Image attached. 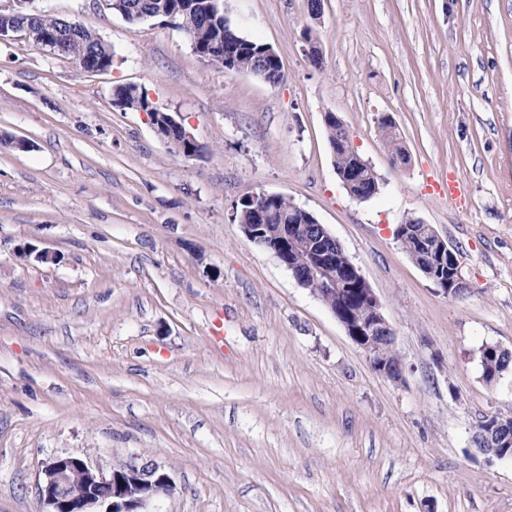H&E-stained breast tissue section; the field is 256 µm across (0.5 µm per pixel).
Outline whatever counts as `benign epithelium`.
Returning <instances> with one entry per match:
<instances>
[{"instance_id": "1", "label": "benign epithelium", "mask_w": 512, "mask_h": 512, "mask_svg": "<svg viewBox=\"0 0 512 512\" xmlns=\"http://www.w3.org/2000/svg\"><path fill=\"white\" fill-rule=\"evenodd\" d=\"M14 7L0 11V40L5 41L13 33L28 32L30 27L22 24L21 9L31 0H13ZM169 146L181 150L186 157L197 155L199 145L175 117H170L169 132H157ZM273 193L252 195L244 202L253 204L255 223L244 224L246 237L272 254L281 265L293 271L294 278L302 282L316 279L322 284L317 298L331 311L342 325L347 336L367 355L373 369L392 380L401 379L403 367L399 358L388 360L383 355L386 347H393L394 336L382 313L381 304L361 273L350 264L346 267L349 279L346 287L362 301L365 312L358 309L336 307L331 295L336 293V280L341 276L337 269L336 238L319 223L278 224L265 223L271 210L257 204L274 198ZM439 244L437 254L425 253L417 262L426 276L443 294L459 297L467 291L460 261H455L452 281L448 282L434 272L436 258L449 252L442 237H436ZM307 253L306 266L298 270L292 263L291 253ZM42 481L39 496L42 509L39 512H146L149 502L175 493L173 477L161 466L149 461L141 462L133 457L108 472L103 471L86 458L73 455H57L41 465Z\"/></svg>"}]
</instances>
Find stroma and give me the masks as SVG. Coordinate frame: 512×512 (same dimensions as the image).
<instances>
[{"label": "stroma", "mask_w": 512, "mask_h": 512, "mask_svg": "<svg viewBox=\"0 0 512 512\" xmlns=\"http://www.w3.org/2000/svg\"><path fill=\"white\" fill-rule=\"evenodd\" d=\"M35 6L115 56L88 73L25 33L0 42V512H39L56 455L156 462L177 490L149 512H512V459L471 445L482 417H512V370L489 382L480 364L483 346L512 351V0H322L316 19L308 0H223L279 55L276 86L107 0ZM122 85L202 153L114 106ZM329 112L376 171L371 199L336 175ZM437 169L468 208L429 188ZM260 192L312 212L360 268L401 380L246 237L235 208ZM409 218L460 252L463 296L400 246ZM169 133L156 130V134L164 140L170 147L180 149L185 157L197 155V149H200L194 137L186 131L173 115L170 114Z\"/></svg>", "instance_id": "1"}]
</instances>
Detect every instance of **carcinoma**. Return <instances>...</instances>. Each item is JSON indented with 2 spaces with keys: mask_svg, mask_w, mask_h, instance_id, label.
<instances>
[{
  "mask_svg": "<svg viewBox=\"0 0 512 512\" xmlns=\"http://www.w3.org/2000/svg\"><path fill=\"white\" fill-rule=\"evenodd\" d=\"M198 0H122L120 7L113 11L131 24L138 23L147 18H173V23L182 30L189 39L190 44L203 47L206 51L204 63L219 71L227 69L224 59V35L237 39L242 45L244 55L241 67L249 69L254 67V59L264 53L265 44L251 40L241 35L224 15V9L216 7L205 11L195 7ZM31 39L39 46L43 45L42 36L49 33L60 35L62 44L58 55L79 62L94 56L113 64L114 53L112 46L101 39L96 33L83 27L77 30L69 29L65 20L50 15L35 13L30 21ZM263 71L268 74L266 82L276 85L284 80L281 59L264 58ZM114 95L123 99L127 104L139 103L149 110L152 124L166 123L168 113L157 110L149 105V100L137 87L119 86L115 88ZM328 142L334 158L336 174L343 187L357 199H369L379 189L378 176L374 168L364 161L354 149L351 138L340 120L330 116L326 122ZM267 207L273 210V216L268 223L286 224L291 221H300L304 214L300 206L290 199L279 194L269 201ZM396 238L403 249L413 258L418 257L424 249V244H432L435 238L429 234V226L418 220H407L405 225L398 227ZM512 366V357L504 353L492 366L483 367L484 378L492 381L503 371Z\"/></svg>",
  "mask_w": 512,
  "mask_h": 512,
  "instance_id": "1",
  "label": "carcinoma"
}]
</instances>
